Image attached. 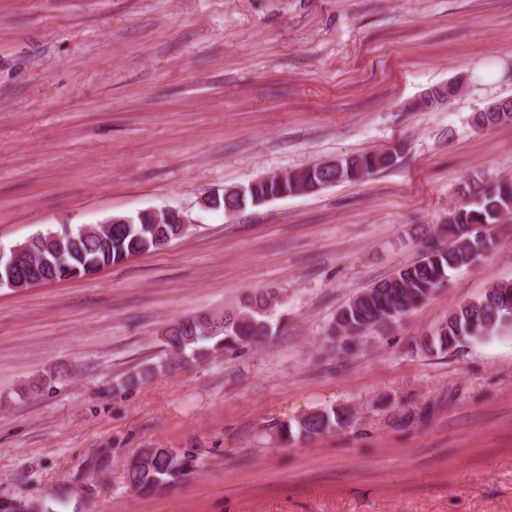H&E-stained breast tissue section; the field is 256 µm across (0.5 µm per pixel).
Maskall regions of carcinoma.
Returning a JSON list of instances; mask_svg holds the SVG:
<instances>
[{
    "mask_svg": "<svg viewBox=\"0 0 512 512\" xmlns=\"http://www.w3.org/2000/svg\"><path fill=\"white\" fill-rule=\"evenodd\" d=\"M477 127L492 128L503 124L499 112H477ZM399 160L392 149L378 154L347 156L336 169L324 172L309 167L288 171L286 185L274 182L247 184L240 197L218 196L215 209L247 207L253 201L298 194L316 181L320 184L362 179V173L388 170ZM460 194L465 202L448 212V223L441 225L437 238L422 245L417 260L399 268L388 278L353 297L336 314L327 340L352 349L363 335L376 327L398 321L410 309L430 299L445 282L448 273L472 265L487 251L493 240L487 226L498 224L512 215V182L464 183ZM178 224H155L150 214L135 217L133 224L82 225L76 229L62 225L59 231L38 233L0 254V288H12L16 275L49 283L89 273L87 265L101 269L123 262L135 255L156 249L154 240L180 237ZM272 293L256 292L244 304L224 311L220 318L201 315L174 323L166 332V354L172 357H202L209 352L234 351L257 345L272 328L274 305ZM512 328V281L493 284L479 299L452 309L436 333L426 339L423 350L443 353ZM351 414L344 410H323L304 415L295 425L283 424V438L311 441L324 434L347 427ZM193 456L169 448H143L125 467L124 481L131 489L150 493L178 479L192 467ZM0 512H51L40 501H7Z\"/></svg>",
    "mask_w": 512,
    "mask_h": 512,
    "instance_id": "obj_1",
    "label": "carcinoma"
}]
</instances>
